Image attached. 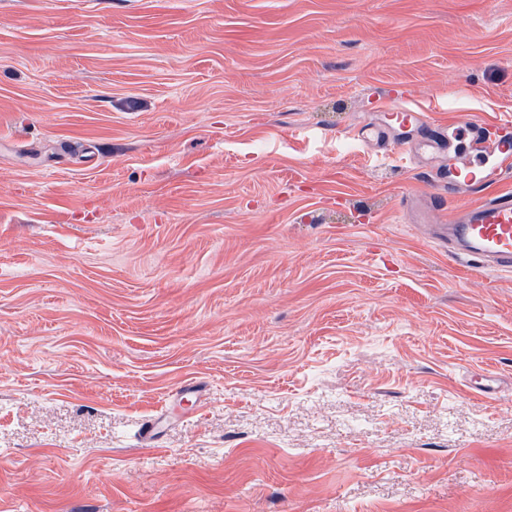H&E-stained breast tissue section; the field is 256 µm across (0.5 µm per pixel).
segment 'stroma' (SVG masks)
I'll list each match as a JSON object with an SVG mask.
<instances>
[{
  "label": "stroma",
  "instance_id": "1",
  "mask_svg": "<svg viewBox=\"0 0 512 512\" xmlns=\"http://www.w3.org/2000/svg\"><path fill=\"white\" fill-rule=\"evenodd\" d=\"M385 98L512 115V0H0V512H512V272ZM383 112H388L389 122L382 126L365 125L362 126L353 139L381 146L387 151H392L389 147V138L391 133L400 131L404 135L400 141L401 157L405 160H416L423 151H442L446 147V140L437 135L432 126L433 121L425 112H420L415 107L409 105L407 101L400 100L388 104ZM412 132L424 134L419 140L415 139ZM437 240L455 254L476 260L494 271L512 270V192L463 208L455 224H438Z\"/></svg>",
  "mask_w": 512,
  "mask_h": 512
}]
</instances>
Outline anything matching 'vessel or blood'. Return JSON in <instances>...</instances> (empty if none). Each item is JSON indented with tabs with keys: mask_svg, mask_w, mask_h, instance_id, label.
Instances as JSON below:
<instances>
[{
	"mask_svg": "<svg viewBox=\"0 0 512 512\" xmlns=\"http://www.w3.org/2000/svg\"><path fill=\"white\" fill-rule=\"evenodd\" d=\"M388 122L382 126H362L357 141L388 147L391 133L400 132L401 156L418 159L423 151H441L446 141L437 135L433 122L407 101L387 105ZM458 129L476 143V158L448 157V192L453 196L472 197L454 224L439 225L438 240L453 248L455 254L476 260L494 271L512 270V192L479 199L484 186L497 184L512 176V138L503 136L486 145L482 128L475 122L460 120Z\"/></svg>",
	"mask_w": 512,
	"mask_h": 512,
	"instance_id": "obj_1",
	"label": "vessel or blood"
}]
</instances>
